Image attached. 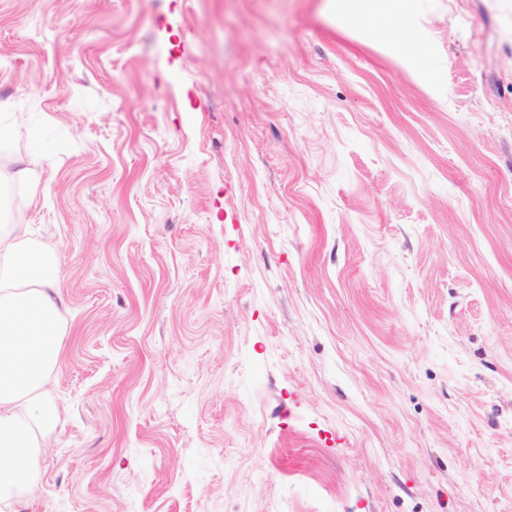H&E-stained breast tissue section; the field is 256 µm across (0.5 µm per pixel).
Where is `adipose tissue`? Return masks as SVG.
<instances>
[{
    "mask_svg": "<svg viewBox=\"0 0 512 512\" xmlns=\"http://www.w3.org/2000/svg\"><path fill=\"white\" fill-rule=\"evenodd\" d=\"M32 199L0 203V500L29 491L60 422L47 394L59 361L61 328L55 251L33 242L20 216Z\"/></svg>",
    "mask_w": 512,
    "mask_h": 512,
    "instance_id": "1",
    "label": "adipose tissue"
}]
</instances>
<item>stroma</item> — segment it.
<instances>
[{"mask_svg":"<svg viewBox=\"0 0 512 512\" xmlns=\"http://www.w3.org/2000/svg\"><path fill=\"white\" fill-rule=\"evenodd\" d=\"M366 2L0 0L64 331L0 512H512V0Z\"/></svg>","mask_w":512,"mask_h":512,"instance_id":"1","label":"stroma"}]
</instances>
